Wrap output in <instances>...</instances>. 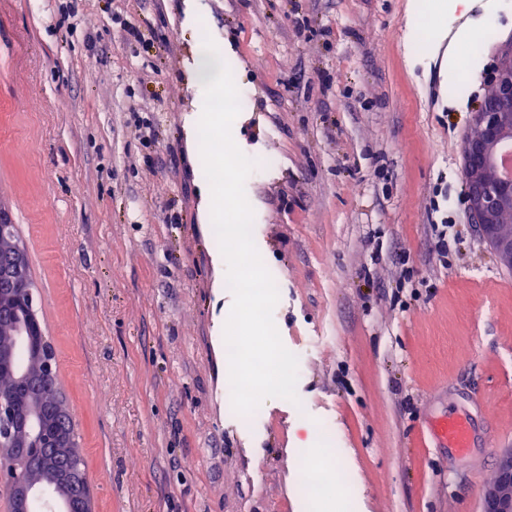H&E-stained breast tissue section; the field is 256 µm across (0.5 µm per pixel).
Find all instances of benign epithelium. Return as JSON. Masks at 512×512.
<instances>
[{
	"label": "benign epithelium",
	"mask_w": 512,
	"mask_h": 512,
	"mask_svg": "<svg viewBox=\"0 0 512 512\" xmlns=\"http://www.w3.org/2000/svg\"><path fill=\"white\" fill-rule=\"evenodd\" d=\"M512 145V52L507 54L463 145L469 209L499 263L512 269V179L497 175L501 149ZM27 251L15 234L12 212L0 202V323L11 340L0 342V478L11 487L9 512H96L81 458L74 416L41 390L55 375L56 353L43 336L32 293ZM482 512H512V451L503 456Z\"/></svg>",
	"instance_id": "benign-epithelium-1"
}]
</instances>
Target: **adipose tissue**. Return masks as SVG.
<instances>
[{"mask_svg":"<svg viewBox=\"0 0 512 512\" xmlns=\"http://www.w3.org/2000/svg\"><path fill=\"white\" fill-rule=\"evenodd\" d=\"M469 0H408L404 21L406 45H413L423 30H431L432 53H440L448 66V83L454 87L450 105L462 108L471 86L459 72L457 58L462 49L473 45L476 31L471 25L454 26L455 17L465 15Z\"/></svg>","mask_w":512,"mask_h":512,"instance_id":"1","label":"adipose tissue"}]
</instances>
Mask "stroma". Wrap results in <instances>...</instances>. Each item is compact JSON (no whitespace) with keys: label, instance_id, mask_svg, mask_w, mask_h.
Listing matches in <instances>:
<instances>
[{"label":"stroma","instance_id":"1","mask_svg":"<svg viewBox=\"0 0 512 512\" xmlns=\"http://www.w3.org/2000/svg\"><path fill=\"white\" fill-rule=\"evenodd\" d=\"M407 2L0 0V201L99 512H481L512 448V270L471 218L462 145L512 0L488 24L472 0L463 112L427 43L407 57ZM205 35L245 93L235 143L270 160L245 193L298 358V403L249 417L180 74ZM451 409L484 438L474 466L426 431ZM329 458L344 486L311 504L299 465Z\"/></svg>","mask_w":512,"mask_h":512}]
</instances>
